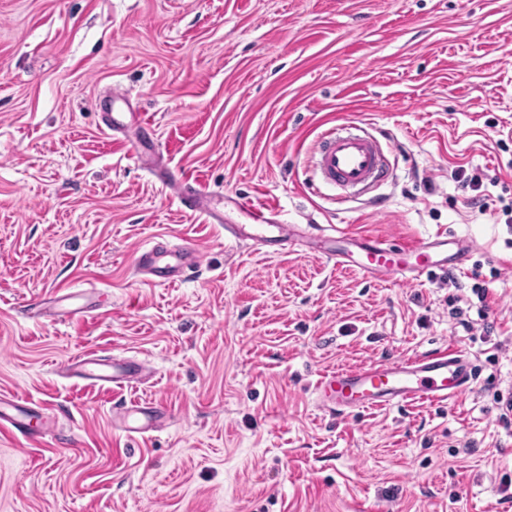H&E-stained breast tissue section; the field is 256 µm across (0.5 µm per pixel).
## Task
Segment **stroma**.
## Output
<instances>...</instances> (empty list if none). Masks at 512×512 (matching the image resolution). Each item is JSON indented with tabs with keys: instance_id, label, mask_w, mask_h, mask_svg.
Wrapping results in <instances>:
<instances>
[{
	"instance_id": "stroma-1",
	"label": "stroma",
	"mask_w": 512,
	"mask_h": 512,
	"mask_svg": "<svg viewBox=\"0 0 512 512\" xmlns=\"http://www.w3.org/2000/svg\"><path fill=\"white\" fill-rule=\"evenodd\" d=\"M142 114L153 174L127 149ZM347 125L392 167L359 195L312 181L319 135ZM172 177L217 193L222 223ZM241 199L470 257L385 283L307 245L259 253L224 235ZM508 205L512 0H0V395L57 421L0 432V512H512ZM161 235L198 250V278L136 274ZM89 284L94 317L27 313ZM449 346L473 381L448 401L317 404L325 371ZM87 352L153 371L116 395L66 375ZM120 398L161 402L164 430L113 429ZM177 189L179 200L183 206L189 207L192 211L198 212L205 222L212 223L215 219L213 210L208 206V202L212 200L215 195L210 192L206 187L197 184L191 191H181L179 185H173Z\"/></svg>"
}]
</instances>
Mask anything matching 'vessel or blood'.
Returning <instances> with one entry per match:
<instances>
[{"label":"vessel or blood","mask_w":512,"mask_h":512,"mask_svg":"<svg viewBox=\"0 0 512 512\" xmlns=\"http://www.w3.org/2000/svg\"><path fill=\"white\" fill-rule=\"evenodd\" d=\"M384 165L380 142L368 134L329 130L317 145L315 169L323 182L356 194L364 193L383 177ZM212 198V192L201 185L179 195L183 206L208 222L214 218L209 206ZM237 208L249 221L244 231L235 224L228 227L240 245L260 252L274 245L284 250L302 237L299 225L274 223L271 209L264 205L246 201L238 203ZM313 239L317 252L337 267L357 270L378 281L397 278L407 271L417 278L437 268L460 271L467 253L463 238L440 233L404 244L382 236H356L339 230L314 234ZM198 263L195 248L171 247L161 238L139 251L135 259L138 273L161 284L183 280L185 271ZM97 298L98 291L93 287L64 288L33 303L32 310L60 321H72L95 314ZM68 369L71 376L94 384L132 388L144 381L148 365L87 353L69 360ZM471 378L469 360L458 350L447 348L415 359L323 372L315 384V393L320 407L343 413L414 401L443 402L462 393ZM29 418L23 398L0 397V431L26 434ZM112 422L118 430L147 436L162 428L164 407L159 402L116 405L112 408Z\"/></svg>","instance_id":"obj_1"}]
</instances>
